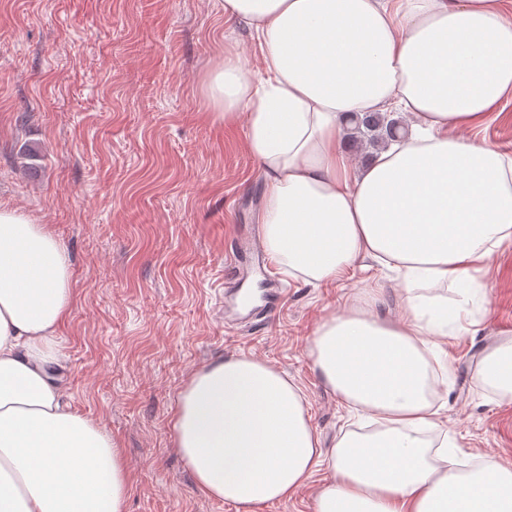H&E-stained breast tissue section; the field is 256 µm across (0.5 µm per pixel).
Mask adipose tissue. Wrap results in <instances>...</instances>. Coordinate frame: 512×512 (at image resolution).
Instances as JSON below:
<instances>
[{"mask_svg":"<svg viewBox=\"0 0 512 512\" xmlns=\"http://www.w3.org/2000/svg\"><path fill=\"white\" fill-rule=\"evenodd\" d=\"M501 0H224L260 53H225L203 80L214 121L244 128L264 192L266 253L305 282L370 259L402 276L398 315L347 310L308 349L333 393L379 425L324 456L299 386L263 360L195 370L172 416L174 444L206 498L257 512L327 462L315 512H512V466L462 469L427 397V350L447 301L512 244V153L462 130L512 95V21ZM400 107L408 137L362 168L343 151L347 116ZM68 253L19 208H0V512H126L111 437L72 410L54 340L72 307Z\"/></svg>","mask_w":512,"mask_h":512,"instance_id":"1","label":"adipose tissue"}]
</instances>
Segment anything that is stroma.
<instances>
[{
    "label": "stroma",
    "mask_w": 512,
    "mask_h": 512,
    "mask_svg": "<svg viewBox=\"0 0 512 512\" xmlns=\"http://www.w3.org/2000/svg\"><path fill=\"white\" fill-rule=\"evenodd\" d=\"M223 0H0V207L49 225L71 260L73 306L58 349L67 399L121 448L127 512H236L200 496L174 446L171 418L190 374L211 360L254 357L304 393L322 451L365 432L308 357L323 318L380 283L396 314L393 271L367 260L319 287L265 261L274 315L224 301L236 234L257 229L258 162L242 127L210 116L201 82L225 50L258 65L246 26ZM41 149L30 178L19 150ZM487 299L462 315L432 361L433 400L458 458L512 465V394L480 362L512 340V247L484 275Z\"/></svg>",
    "instance_id": "obj_1"
}]
</instances>
